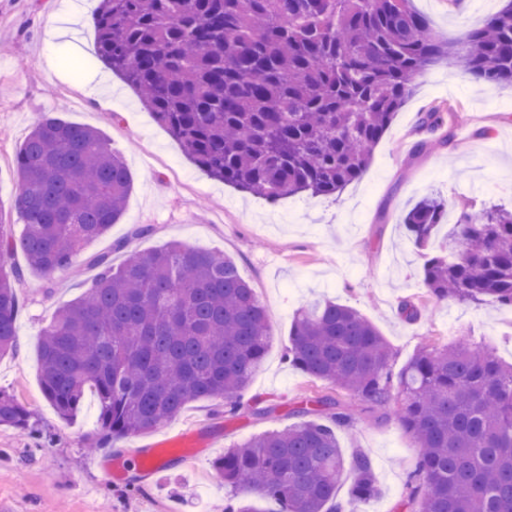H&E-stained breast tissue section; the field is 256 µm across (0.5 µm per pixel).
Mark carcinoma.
<instances>
[{
	"label": "carcinoma",
	"instance_id": "cac0c4a2",
	"mask_svg": "<svg viewBox=\"0 0 512 512\" xmlns=\"http://www.w3.org/2000/svg\"><path fill=\"white\" fill-rule=\"evenodd\" d=\"M95 56L141 97L155 121L207 176L276 201L334 196L365 172L373 147L424 69L464 62L493 88L512 83V0L458 42L436 34L412 0H100ZM453 108L419 113L421 132L452 138ZM13 206L0 205V256L21 253L44 273L71 268L84 245L122 218L133 179L122 153L91 126L45 115L15 157ZM448 222L447 202L421 199L404 217L427 246ZM95 279L42 329L45 398L74 417L97 404L102 448L156 430L198 400L237 399L270 343L266 310L235 261L178 242L108 253ZM423 284L438 301L512 306V212L460 213L441 251L423 255ZM22 268L0 262V357L17 343ZM288 363L331 393L306 395V420L224 451V484L273 500L276 512H359L378 493L370 459L346 460L336 427L352 416L340 395L369 408L398 403L418 448L403 512H512V364L473 341L422 346L392 376L393 352L355 309L302 307ZM34 413L0 393V427L36 433ZM354 482L346 504L336 488Z\"/></svg>",
	"mask_w": 512,
	"mask_h": 512
}]
</instances>
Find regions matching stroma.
I'll return each instance as SVG.
<instances>
[{
	"label": "stroma",
	"mask_w": 512,
	"mask_h": 512,
	"mask_svg": "<svg viewBox=\"0 0 512 512\" xmlns=\"http://www.w3.org/2000/svg\"><path fill=\"white\" fill-rule=\"evenodd\" d=\"M97 0H0V202L12 204L20 177L15 156L26 134L51 113L96 127L121 152L133 178L126 211L85 253L126 242L145 253L177 241L225 253L266 308L273 340L242 392L236 413L215 402L190 403L163 427L88 450L96 407L86 400L70 420L44 398L39 380V333L62 303L83 296L95 272L76 261L67 273L29 270L17 315L18 345L0 358V391L37 410L39 437L0 428V512H224L230 489L213 468L224 450L265 431L300 422V399L323 390L288 364L284 352L297 310L325 297L357 309L379 328L401 368L428 343L465 338L512 362V308L439 302L424 288L422 251L408 240L406 213L434 194L449 218L496 205L512 210V84L489 89L459 68L439 65L418 78L412 96L373 148L364 174L333 197L295 196L269 202L210 179L183 155L137 94L95 59L91 22ZM441 37L455 42L496 12L501 0H413ZM106 74L101 98L86 85ZM453 105V137L425 146L419 112ZM137 225L149 235L135 237ZM421 311L415 322L398 312L401 299ZM337 436L345 458L369 456L379 486L362 512H399L418 450L395 416L370 411L355 397ZM275 411L259 418L257 406ZM196 433L199 454L176 458L151 474L128 465L115 481L105 460L146 453L159 439Z\"/></svg>",
	"instance_id": "obj_1"
}]
</instances>
